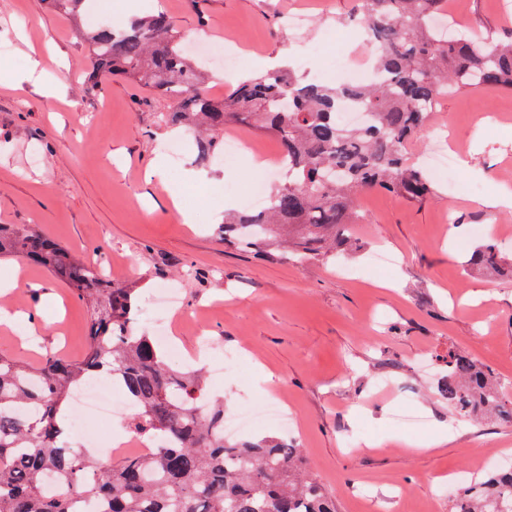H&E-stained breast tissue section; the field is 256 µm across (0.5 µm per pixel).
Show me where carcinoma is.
Here are the masks:
<instances>
[{"label": "carcinoma", "mask_w": 512, "mask_h": 512, "mask_svg": "<svg viewBox=\"0 0 512 512\" xmlns=\"http://www.w3.org/2000/svg\"><path fill=\"white\" fill-rule=\"evenodd\" d=\"M447 13L446 0H353L347 21L379 46L376 81L329 87L283 66L239 80L221 100L202 92L206 77L164 12L79 35L92 58V87L122 76L175 102L164 122L199 134L196 164L219 151L228 121L273 135L286 181L272 190L270 207L224 215L220 237L256 250L286 237L297 258L327 262L352 247L362 192L414 202L435 193L404 147L443 93L512 90V38L495 41L451 24L445 38L434 22ZM344 100L365 109L364 125L339 119ZM0 257L27 259L59 277L89 311L78 360L49 355L29 367L0 354V512H75V498L80 512H336L293 440H224V404L206 399L202 372L173 369L153 337L138 330L135 288L99 278L86 258L34 224H0ZM468 266L512 277V256L492 236L473 249ZM104 376L137 408L129 429L159 442L151 454L103 464L66 440L63 404ZM437 391L462 418L491 414L512 424V398L466 354H448ZM452 512H512V468L463 486Z\"/></svg>", "instance_id": "cac0c4a2"}]
</instances>
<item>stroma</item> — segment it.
I'll use <instances>...</instances> for the list:
<instances>
[{"instance_id": "obj_1", "label": "stroma", "mask_w": 512, "mask_h": 512, "mask_svg": "<svg viewBox=\"0 0 512 512\" xmlns=\"http://www.w3.org/2000/svg\"><path fill=\"white\" fill-rule=\"evenodd\" d=\"M501 2L463 0L449 12L460 29L504 39L512 14H503ZM350 3L109 0L73 17L45 0H0V224L37 225L76 251L104 245L113 279L135 287L138 304L153 289H177L174 342L191 352L205 338L216 351L239 354L223 379L209 380L210 394L223 397L228 412L281 397L292 436L337 512H449L451 497L438 491L449 475L477 478L481 458L512 466V424L460 419L437 394L452 351L486 366L512 393V279L463 269L490 235L512 253V207L492 202L500 186L512 188V91L449 92L407 147L419 161L455 133L463 153L455 176L474 196L450 197L443 183L420 203L363 193L357 249L334 262L298 263L279 251L267 257L225 246L219 211L205 200L220 187L223 209H240L242 189L260 174L251 157L278 163L276 139L229 122L226 132L247 152L210 165L209 181H187L194 138L162 123L171 101L121 77L103 91L90 89L88 51L76 29L167 12L185 42L201 29L240 50L236 76L207 70L206 90L220 99L237 77L278 60L308 79L332 80L361 65L365 51L345 22ZM297 10L308 18L299 33L285 23ZM175 137L184 144L182 160L167 162L165 182L147 180ZM185 211L193 223H184ZM452 217L461 222L455 234ZM379 250L393 261L377 271L370 260ZM1 279L13 281L10 302L23 319L13 331L0 328V354L33 366L50 354L83 356L87 308L63 281L10 257L0 260ZM269 373L277 382L271 395L261 390ZM402 404L424 416L420 428L395 424ZM439 433L446 443L431 446Z\"/></svg>"}]
</instances>
